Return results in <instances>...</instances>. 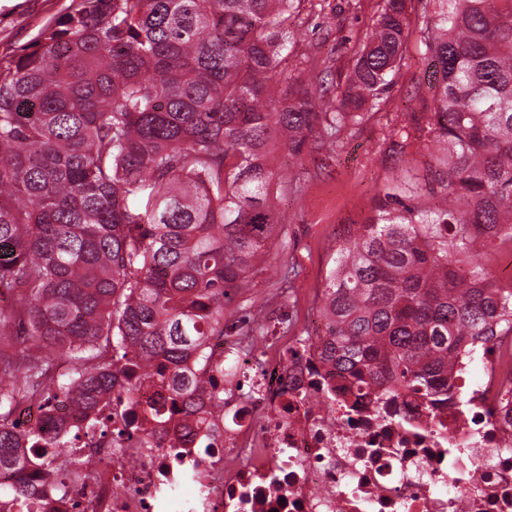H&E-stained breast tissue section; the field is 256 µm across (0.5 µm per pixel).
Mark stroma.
Returning <instances> with one entry per match:
<instances>
[{"instance_id": "1", "label": "stroma", "mask_w": 512, "mask_h": 512, "mask_svg": "<svg viewBox=\"0 0 512 512\" xmlns=\"http://www.w3.org/2000/svg\"><path fill=\"white\" fill-rule=\"evenodd\" d=\"M383 4L384 0H301L281 71L344 82ZM70 5L71 0H0V57L19 53L46 24L64 16ZM421 51L418 37H411L407 63L381 105L361 125L337 136L330 157L307 150L293 158L282 143L269 144V165L285 174L271 190L285 230L274 241L263 274L234 296L227 313L284 297L293 309L291 324L298 332L320 309L342 236L372 215L379 188L403 175L401 168L385 159L384 140L391 127L416 112L414 91L432 92Z\"/></svg>"}]
</instances>
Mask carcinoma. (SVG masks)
I'll return each mask as SVG.
<instances>
[{"label": "carcinoma", "mask_w": 512, "mask_h": 512, "mask_svg": "<svg viewBox=\"0 0 512 512\" xmlns=\"http://www.w3.org/2000/svg\"><path fill=\"white\" fill-rule=\"evenodd\" d=\"M298 0H72L0 59V470L42 469L0 492L33 512L73 463L61 432L16 431L26 404L96 409L140 377L167 384L145 413L203 408L224 389L184 374L209 336L268 335L224 317L283 228L270 202L289 154L329 151L379 105L411 37L385 0L336 99L304 74L280 100ZM434 94L390 131L386 158L421 173L377 193L323 290L324 361L341 390L448 399L470 337L512 335V284L486 263L512 243V0H419Z\"/></svg>", "instance_id": "obj_1"}]
</instances>
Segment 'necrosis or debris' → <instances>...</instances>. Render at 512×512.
Masks as SVG:
<instances>
[{
	"mask_svg": "<svg viewBox=\"0 0 512 512\" xmlns=\"http://www.w3.org/2000/svg\"><path fill=\"white\" fill-rule=\"evenodd\" d=\"M323 332L316 322L310 335L278 337L256 370L245 337H210L209 377L223 383L231 358L248 385L201 412L181 447L170 444L177 417L143 413L166 394L158 382L114 389L83 415L65 400L19 407L16 430L59 426L75 464L42 512H512V336L460 352L452 398L424 413L400 393L330 398ZM142 430L149 445L135 441Z\"/></svg>",
	"mask_w": 512,
	"mask_h": 512,
	"instance_id": "necrosis-or-debris-1",
	"label": "necrosis or debris"
}]
</instances>
